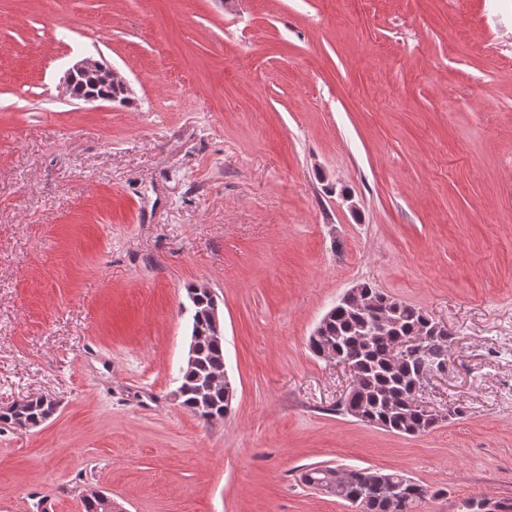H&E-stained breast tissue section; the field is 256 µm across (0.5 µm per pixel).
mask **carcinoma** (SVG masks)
<instances>
[{
  "label": "carcinoma",
  "instance_id": "obj_1",
  "mask_svg": "<svg viewBox=\"0 0 512 512\" xmlns=\"http://www.w3.org/2000/svg\"><path fill=\"white\" fill-rule=\"evenodd\" d=\"M362 294L367 305H356L354 298L341 300L326 313L320 335L309 338V348L315 354L324 347L331 348L347 362L352 389L340 403L346 414L354 417L360 412L366 423L401 435L427 433L439 419L424 413L414 389L427 371L428 355L449 358L451 334L437 330L424 310L369 282H363ZM197 296L191 316V334L198 336L197 353L194 363L180 369L176 395L184 409L209 422L222 420L230 412L224 388L210 384L212 377L224 373V337L212 335L209 312L214 297L205 292ZM418 335L430 338V354L411 352L399 364L390 363L397 339ZM56 408L51 398L24 399L19 416L5 411L0 421L19 429H33ZM332 471V467H313L302 474V479L317 489ZM426 494L424 486L400 472L382 473L370 468L353 469L352 478L332 492L356 512H414Z\"/></svg>",
  "mask_w": 512,
  "mask_h": 512
}]
</instances>
